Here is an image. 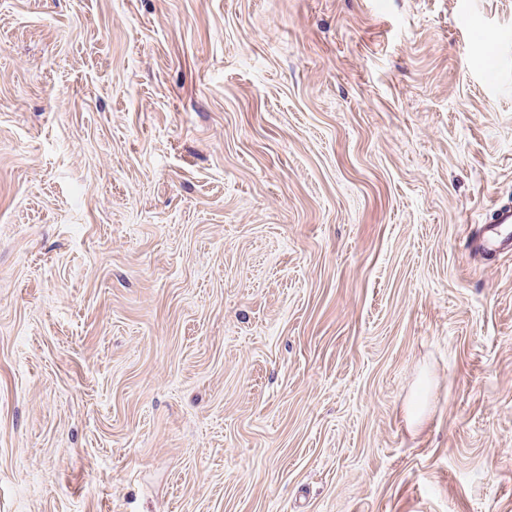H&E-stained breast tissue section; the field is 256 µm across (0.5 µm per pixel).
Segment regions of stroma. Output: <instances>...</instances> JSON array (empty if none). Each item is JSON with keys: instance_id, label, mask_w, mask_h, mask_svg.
<instances>
[{"instance_id": "obj_1", "label": "stroma", "mask_w": 512, "mask_h": 512, "mask_svg": "<svg viewBox=\"0 0 512 512\" xmlns=\"http://www.w3.org/2000/svg\"><path fill=\"white\" fill-rule=\"evenodd\" d=\"M512 0H0V512H512ZM476 255H508L512 252V206L498 205L491 214L489 224L481 225L472 240Z\"/></svg>"}]
</instances>
